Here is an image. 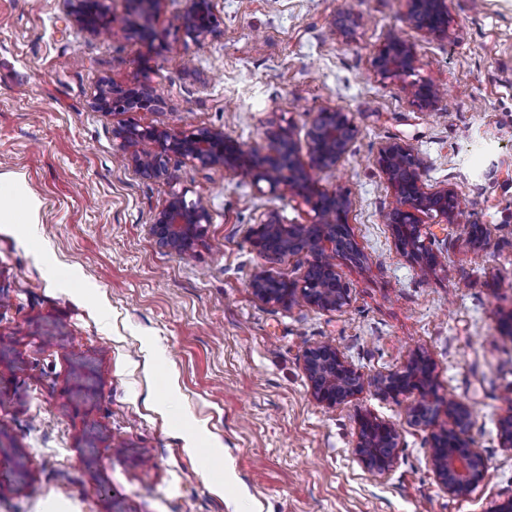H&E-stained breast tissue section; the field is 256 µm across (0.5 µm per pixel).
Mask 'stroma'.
<instances>
[{
  "instance_id": "1",
  "label": "stroma",
  "mask_w": 512,
  "mask_h": 512,
  "mask_svg": "<svg viewBox=\"0 0 512 512\" xmlns=\"http://www.w3.org/2000/svg\"><path fill=\"white\" fill-rule=\"evenodd\" d=\"M112 24L91 36L58 0H0V175L41 207L34 224L0 227V512H492L512 497V450L499 423L512 409V0H449L448 32L407 20L408 0H214L219 25L196 42L172 24L189 0H165L151 38L129 33L127 0H108ZM350 11L360 24L332 36ZM415 45L413 71L382 77L376 51L390 35ZM103 81L165 98L154 112L91 111ZM444 92L420 107L414 85ZM347 113L354 138L317 189L348 194L364 259L337 256L347 306L323 311L265 303L248 283L262 258L249 230L277 211L311 220L287 188L260 193L223 169L175 165L166 184L136 173L112 129L127 121L176 132L221 127L262 154L267 133L291 126L301 162L314 113ZM414 148L425 185L462 197L454 223L424 217L439 266L396 247L386 215L395 197L375 164L390 141ZM211 215L190 256L158 249L148 224L172 188ZM481 224L487 242H471ZM73 276L71 289L58 288ZM55 325L51 345L41 343ZM330 341L366 379L418 351L440 398L473 411V444L487 480L457 499L429 466V430L406 417L409 397L366 386L326 408L310 394L306 349ZM399 433L384 477L355 456L356 417ZM205 423L234 473L215 493L207 450L188 454L183 426ZM96 435L94 455L85 443Z\"/></svg>"
}]
</instances>
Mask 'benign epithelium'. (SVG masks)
Masks as SVG:
<instances>
[{
	"label": "benign epithelium",
	"mask_w": 512,
	"mask_h": 512,
	"mask_svg": "<svg viewBox=\"0 0 512 512\" xmlns=\"http://www.w3.org/2000/svg\"><path fill=\"white\" fill-rule=\"evenodd\" d=\"M131 11L144 22L158 14L164 0H128ZM60 7L78 31L97 35L109 18L106 0H60ZM409 22L429 34L447 32V0H410ZM188 37L196 42L215 31L212 0H190L189 8L176 18ZM356 20L344 14L332 20L331 33L348 36ZM418 62L414 45L391 37L373 58V68L384 76L412 71ZM413 95L420 106L435 109L442 100L440 90L431 84L415 87ZM163 97L145 86L99 85L89 97L94 112H141L156 110ZM354 126L344 112L324 109L314 114L307 131L309 165L298 159L293 132L278 127L270 133L269 148L263 155L246 151L224 129H202L177 133L168 128L143 127L133 121L113 129L118 148L137 173L148 172L158 181L171 182V160L176 158L202 168L222 167L245 176L252 185L265 183L269 191L286 187L311 207L307 224H285L275 211L262 215L250 230V241L257 253L271 261L286 257H307L302 276L291 279L269 270L257 272L249 282L254 295L264 302L289 305L302 301L319 310H340L349 301L350 288L336 271V254L362 259L348 226L351 200L341 194L318 191L310 171L336 168L350 148ZM377 164L386 176L396 198L390 219L396 245L402 254L433 267L438 256L426 244L422 216H435L454 223L461 197L452 188L428 189L422 181L421 164L413 149L404 142L383 145ZM189 189L172 192L166 205L148 225L156 244L179 254L192 252L210 223L208 209L200 201H188ZM304 369L312 397L327 407L347 404L359 396L366 379L331 342L316 343L304 354ZM379 394L397 399L410 394L416 399L407 407V419L414 426L431 430V464L438 483L454 498H466L484 485L486 462L468 438L472 415L468 404L448 400V424L439 423L433 364L424 354L415 353L408 363L374 379ZM355 455L364 469L385 476L393 468L399 448V434L390 424L369 414L357 416Z\"/></svg>",
	"instance_id": "obj_1"
}]
</instances>
